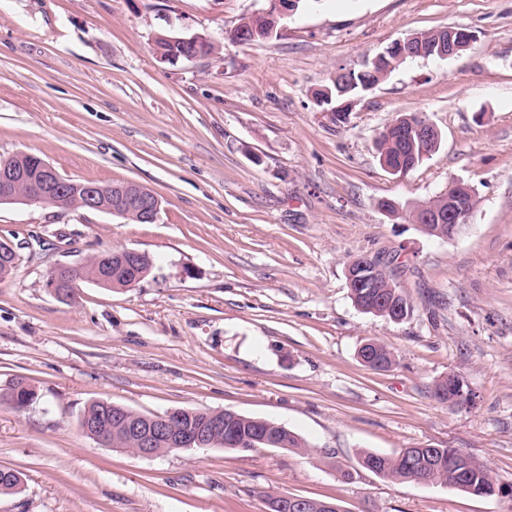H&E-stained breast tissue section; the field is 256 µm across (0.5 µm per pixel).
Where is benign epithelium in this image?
<instances>
[{"mask_svg":"<svg viewBox=\"0 0 512 512\" xmlns=\"http://www.w3.org/2000/svg\"><path fill=\"white\" fill-rule=\"evenodd\" d=\"M448 31L447 51L439 54L441 58L453 57L467 49L473 41V35L453 28ZM415 35L411 34L403 39L393 42L386 50L378 54L375 63L385 64L387 56L397 54L401 57L422 56L424 50L414 43ZM202 35L173 36L168 38L170 47L155 48L157 57L162 61H174L179 58L194 60L200 57L199 45L206 42ZM29 166L15 168L5 161L0 162V201L16 202H48V200L63 192V187L69 185L57 171L42 158L26 154ZM81 196L76 205L90 211L107 212L118 215L121 211V202L133 198L137 201L141 220L152 223L156 221L161 200L151 189L135 182L111 184L106 187L98 185L81 186ZM448 200L447 210H435L421 215L426 224L448 225V237H453L466 224L470 223L473 215L474 189L462 181H453L444 191ZM100 262L106 266L112 265V259H117L121 265L134 268L140 260L141 252L124 248L118 252L110 250L96 254ZM77 267L72 265L57 266L48 280V287L60 300H73L80 288L83 278L75 275ZM381 268L367 256H359L347 267L346 275L351 288H371ZM125 427L129 434L135 436L139 448L137 455L142 457H158L162 455L157 445L166 443L171 453L180 449L203 448L207 446V439L224 430V421L213 419L202 428L174 427L172 412L155 414L143 417V422H128Z\"/></svg>","mask_w":512,"mask_h":512,"instance_id":"7a95c632","label":"benign epithelium"}]
</instances>
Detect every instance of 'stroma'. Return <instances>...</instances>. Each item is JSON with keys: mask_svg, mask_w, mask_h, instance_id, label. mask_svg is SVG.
Here are the masks:
<instances>
[{"mask_svg": "<svg viewBox=\"0 0 512 512\" xmlns=\"http://www.w3.org/2000/svg\"><path fill=\"white\" fill-rule=\"evenodd\" d=\"M268 0H0V158L31 153L62 176L134 181L157 220L41 204L0 206L16 266L0 279V386L23 376L24 411L0 403V466L23 490L0 512H269V496L342 512H512V499L401 483L359 457L458 448L512 485V0H301L277 37L231 40ZM473 32L447 59H414L332 121L314 93L395 40ZM213 50L164 62L157 35ZM417 113L440 132L405 174L375 140ZM463 180L470 224L450 240L379 208ZM148 254L135 286L49 292L58 265L107 249ZM381 258L413 311L354 305L358 256ZM395 362L358 358L368 338ZM460 375L475 395L437 401ZM108 400L145 414L231 409L284 425L307 450L192 448L145 458L80 426ZM351 479H344L342 471Z\"/></svg>", "mask_w": 512, "mask_h": 512, "instance_id": "1", "label": "stroma"}]
</instances>
